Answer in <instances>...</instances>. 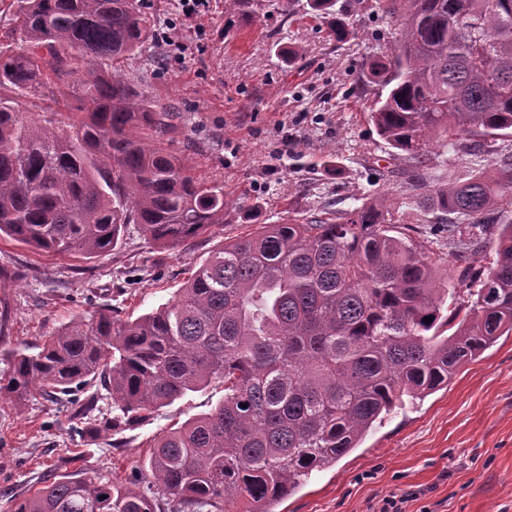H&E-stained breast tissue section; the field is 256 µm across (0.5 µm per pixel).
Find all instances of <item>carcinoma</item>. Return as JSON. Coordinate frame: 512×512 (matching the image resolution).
Masks as SVG:
<instances>
[{
    "mask_svg": "<svg viewBox=\"0 0 512 512\" xmlns=\"http://www.w3.org/2000/svg\"><path fill=\"white\" fill-rule=\"evenodd\" d=\"M12 42L0 46V233L38 250L91 259L129 224L176 244L225 223L253 221L168 154V112L103 60L132 55L152 35L134 0H16ZM262 0H224L228 27ZM337 0H308L336 39L348 35ZM399 32L369 63L387 89L369 112L400 160V174L442 214L488 232L512 208V169L479 171L428 188L419 169L433 145L512 132V0H382ZM71 86L77 112L27 120L29 93L58 102ZM383 198L301 224H265L224 242L168 302L134 320L78 315L36 352L12 355L0 396L16 405L96 380L117 413L82 430L110 436L212 382L224 399L151 440L141 485L56 475L10 512H272L315 470L358 447L373 423L448 384L512 334V221L488 266L467 267L458 299L439 285L434 253L394 235ZM448 245L478 244L455 224ZM432 317L427 322L425 318ZM444 329L448 335L438 333Z\"/></svg>",
    "mask_w": 512,
    "mask_h": 512,
    "instance_id": "carcinoma-1",
    "label": "carcinoma"
}]
</instances>
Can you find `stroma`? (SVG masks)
Wrapping results in <instances>:
<instances>
[{
	"instance_id": "1",
	"label": "stroma",
	"mask_w": 512,
	"mask_h": 512,
	"mask_svg": "<svg viewBox=\"0 0 512 512\" xmlns=\"http://www.w3.org/2000/svg\"><path fill=\"white\" fill-rule=\"evenodd\" d=\"M153 37L119 67L151 102L172 109L167 153L224 195L261 203L259 222L283 224L332 204L342 211L385 197L391 222L414 227L425 201L404 179L368 111L381 88L368 62L398 38L379 0H349L350 36L336 41L306 0L224 29V0L195 18L177 0H139ZM170 42H162V32ZM183 43L184 52L175 50ZM294 56H287V49ZM512 160V136L475 137L463 150L431 149L428 185L489 173ZM257 224L230 215L206 233L163 247L131 224L110 250L86 259L0 236V377L10 354L40 344L71 318L100 310L133 319L167 302L224 240ZM97 395L93 417L111 415L101 384L72 395L0 400V512L55 473L81 471L125 483L143 478L149 441L224 398L220 384L188 393L121 434L81 436L68 401ZM416 499H409V492ZM405 512H512V335L501 337L447 386L374 427L332 466L313 472L273 512H375L386 498Z\"/></svg>"
}]
</instances>
